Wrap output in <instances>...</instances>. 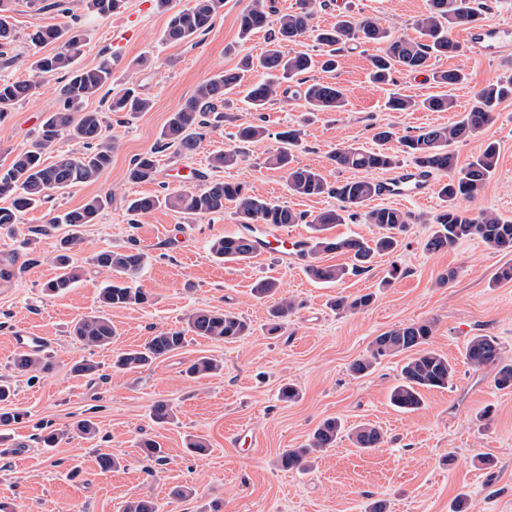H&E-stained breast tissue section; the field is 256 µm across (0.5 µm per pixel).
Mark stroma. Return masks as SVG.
<instances>
[{
  "instance_id": "obj_1",
  "label": "stroma",
  "mask_w": 512,
  "mask_h": 512,
  "mask_svg": "<svg viewBox=\"0 0 512 512\" xmlns=\"http://www.w3.org/2000/svg\"><path fill=\"white\" fill-rule=\"evenodd\" d=\"M51 0H12L9 21L16 39L0 55V78H32L31 60L39 50L28 36L52 21L74 27L82 36L79 64L112 61V86L136 79L150 98L149 111L134 114L108 109L109 93L86 100L84 110L102 113L112 138L111 166L98 180L52 196L41 207L22 213L14 231L0 230V379L11 383V409L22 412L16 423L0 426V501L16 512H123L126 501L147 498L158 512H368L373 501L386 512H452L465 497L467 512H512V389L494 386V370L472 368L466 345L472 336L496 337L506 362H512V281L497 271L512 264V252L496 251L480 239H468L439 251L424 244L433 233L432 218L442 205H403L410 216L401 248L376 258L370 271L338 284L309 280L303 253L282 257L274 252L236 264L213 258L215 239L238 231L232 209L220 215H185L161 208L131 220L127 203L141 195L183 185L201 186L221 178L243 183L257 194L296 211L318 213L335 207L334 198H301L289 193L282 172L265 160L276 146L277 133L300 131L296 152L300 164L316 167L329 182L356 178L339 169L331 152L372 144L375 126L393 125L399 134L421 127L446 125L456 112L469 110L480 89L512 75V66L477 57L466 50L433 60V69L462 68L467 80L452 89L455 112H390L387 87L370 79L373 45L346 46L336 72L324 79L341 85L347 104L339 112L308 111L303 99L274 102L258 114L249 111L241 90L225 97L224 120L210 128L195 150L181 154L158 151L156 178L129 181L127 171L139 154L156 149L171 112L182 105L204 79L236 69L247 54L260 55L274 25L247 39L239 37L238 17L250 0H224L210 30L189 43L163 42L170 17L191 0H123L119 10L92 16L81 0H69L70 11L50 10ZM429 0H324L315 16L327 26L339 13L372 17L392 35L415 37L413 23L426 13ZM127 26L137 29L123 54H114L112 39ZM67 79L60 73L40 79L35 93L19 102L0 121V168L15 153L34 143L44 119L58 109V91ZM263 121L269 135L244 145L245 162L215 171L209 159L233 145L239 124ZM496 143V170L475 199L459 200L471 212L488 210L512 221V99L503 102L495 121L476 137L454 144L459 165H466L486 143ZM112 202L95 223L81 229L77 253L86 274L68 293L52 295L45 283L57 272L55 258L64 227L47 228L53 215L83 205L95 196ZM137 242L147 257L138 284L149 301L141 306L101 310L100 288L107 282L91 263L103 250H121ZM264 277L276 278L296 310L277 333L267 329L270 300L256 298L251 288ZM371 293L370 307L336 312L337 295ZM220 309L243 316L252 334L237 341L188 336L184 348L150 367L121 372L112 356L141 345L162 329H179L189 313ZM106 313L116 335L110 346L89 348L71 334L81 317ZM431 320L432 347L456 368L452 385L424 394L423 406L403 412L389 402L405 355L382 360L372 373L357 378L350 364L367 355L375 337L397 326ZM45 336L54 366L47 372H21L13 367L17 352L12 336L18 327ZM209 356L223 363L217 374L192 380L188 363ZM80 361L98 364L96 373L77 377ZM298 395L282 399V387ZM175 413L173 423L158 427L151 420L156 402ZM89 417L97 434L77 433L78 420ZM340 418L346 428L336 443L318 453L308 470L279 467L280 453L304 444L324 419ZM361 423L375 425L383 443L358 451L347 431ZM67 431L57 447L36 442L40 428ZM255 434L257 448L233 445L239 429ZM203 439L205 455L185 449L187 436ZM149 436L167 453L163 464H149L137 442ZM112 452L117 468L101 469L99 450ZM491 457L493 466L478 464ZM187 487L182 500L170 499L173 486Z\"/></svg>"
}]
</instances>
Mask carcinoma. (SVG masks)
Masks as SVG:
<instances>
[{
	"label": "carcinoma",
	"instance_id": "1",
	"mask_svg": "<svg viewBox=\"0 0 512 512\" xmlns=\"http://www.w3.org/2000/svg\"><path fill=\"white\" fill-rule=\"evenodd\" d=\"M87 10L99 16L112 13L121 0H85ZM224 5V0H192V5L175 12L163 33L169 43H185L206 32ZM487 5L481 0H430L429 8L415 22L418 37L406 39L392 36L391 32L372 18L355 20L349 15L336 16V22L317 29L316 40L323 46L321 60L293 45L313 29L316 0H299L296 9L281 15L277 20V32L268 48L258 58V63L246 57L242 67L257 66L264 78L248 85L244 97L248 106L261 112L279 93H292L303 99L312 112H336L346 102L344 90L334 82L311 76L318 68L332 72L338 66L337 53L342 46L355 42L378 45L380 50L371 57V79L376 84L390 85L393 74L405 71L416 73L427 70L430 61L454 55L459 45L453 41L449 29L479 21ZM9 6L0 0V46L13 41L8 21ZM274 12L270 0H251L239 15V34L245 39L252 32L266 25ZM32 45L39 47L55 44L57 50L38 56L32 62L35 76L66 73L67 82L60 89L61 106L50 113L41 125L37 141L32 148L18 152L10 166L0 168V198L10 200L0 206V229L12 230L18 216L34 209L51 197L53 192H65L73 187L97 180L112 164V143L103 137V119L98 112H85L83 103L97 95L112 81V60L105 59L90 68L77 66L81 52V35L58 24H47L29 35ZM432 79L443 87L463 84L467 76L463 69L433 70ZM244 74L226 70L200 82L193 95L177 110L170 113L154 150L135 157L128 171L133 182L154 180L157 173L155 153L174 149L188 154L203 136V130L211 120L220 121L224 115L218 108L224 104V94L241 85ZM292 85L281 89V81ZM34 84L29 81H0V120L21 100L29 97ZM512 98V78L500 79L485 85L479 92L476 104L461 117L447 126L425 127L399 138L400 152L411 164L432 173L448 176L442 183L439 195L445 202L434 216L437 230L426 242V249L438 251L472 238L481 239L487 246L498 251L512 250V224L497 216L481 212L472 214L455 205L459 198L473 199L483 189L498 163L496 143L489 142L482 152L466 166L458 167L457 156L451 149L453 143L468 140L494 121L498 106ZM152 101L143 96L139 86L130 83L112 95L109 110L112 112H146ZM392 112L426 110L451 112L454 101L447 94H435L419 99L415 96L394 92L385 102ZM82 144L83 150L62 154L50 163L44 155L62 135ZM269 136L267 128L259 123H246L237 127L234 138L241 144H249ZM280 146L266 159L272 168L286 176L288 191L299 197L328 195L337 201L336 207L316 215L296 212L284 205L270 202L236 181L215 179L200 188L183 189L159 195H144L128 201L127 211L146 215L161 207L191 215L221 214L227 205L234 206V215L242 224L285 226L309 224L318 236L307 243L306 254L310 261L305 274L318 283H334L348 275L365 273L371 269L376 256L395 251L400 245V235L405 232L408 217L391 207L369 208V202L377 195V183L359 178L330 184L325 176L309 165L296 160L294 149L300 141V131L288 128L277 134ZM396 133L390 126L375 129V148L350 146L334 151L330 159L338 168L359 172L389 171L400 164L399 156L386 145ZM245 159L238 147L227 148L212 156L210 165L215 170L233 168ZM107 200L93 197L84 205L52 216L48 224H64L68 233L60 240L62 254L58 256L60 273L45 284V290L54 295H64L82 278L83 266L74 259L81 243L80 229L93 224L105 209ZM359 221L372 224L380 230L379 236L331 238L324 235L334 224ZM212 254L226 262L246 263L253 258L255 241L247 235H226L213 242ZM341 253L348 255L351 264H326L321 255ZM146 255L134 245L121 251L104 250L95 254L91 262L102 271L110 273V280L99 291L103 307H129L148 301L147 293L135 286L144 266ZM279 283L272 278L257 281L254 293L260 298L276 297ZM373 302V295L338 296L332 306L338 311H361ZM295 309V303L286 297H276L270 312V331L281 328V322ZM434 322L409 323L393 328L376 337L371 344L370 355L354 361L350 371L363 377L382 358L409 352L411 356L401 368V382L394 387L390 400L394 407L403 411H415L423 405V393L432 388H443L452 383L456 370L448 357L429 347ZM221 341L236 340L251 334L250 324L241 316L223 310H197L190 314L186 327L164 329L156 332L144 344L118 353L112 367L132 371L142 369L155 360L182 349L186 335ZM72 335L89 348L107 347L112 344L115 330L105 315L86 316L78 320ZM466 359L477 368L497 369L494 382L501 388L512 387V363L504 361L501 346L493 336H474L467 344ZM15 369L24 371L48 370L49 359L37 351L19 354L14 361ZM221 363L210 357L194 360L185 370L189 378H201L220 371ZM344 431L338 418H327L312 432L307 443L299 448L284 450L279 465L287 470L304 471L309 458L316 452L331 447ZM353 444L359 450L380 447L383 442L379 429L362 424L351 434ZM144 458L155 463L165 461L160 443L150 437L138 442Z\"/></svg>",
	"mask_w": 512,
	"mask_h": 512
}]
</instances>
